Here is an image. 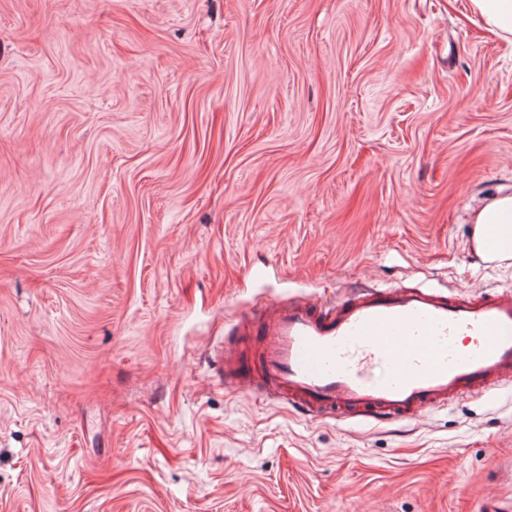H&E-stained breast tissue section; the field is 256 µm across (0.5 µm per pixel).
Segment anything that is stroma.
<instances>
[{
	"instance_id": "35a3bbf8",
	"label": "stroma",
	"mask_w": 512,
	"mask_h": 512,
	"mask_svg": "<svg viewBox=\"0 0 512 512\" xmlns=\"http://www.w3.org/2000/svg\"><path fill=\"white\" fill-rule=\"evenodd\" d=\"M469 0H0V512H495L512 383L312 419L211 356L275 299L512 289V43ZM473 224L476 242H479L490 227L497 230L500 251L493 259L512 258V196H504L488 203L475 215Z\"/></svg>"
}]
</instances>
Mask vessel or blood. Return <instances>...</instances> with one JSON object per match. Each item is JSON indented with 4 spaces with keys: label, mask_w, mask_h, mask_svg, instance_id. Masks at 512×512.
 <instances>
[{
    "label": "vessel or blood",
    "mask_w": 512,
    "mask_h": 512,
    "mask_svg": "<svg viewBox=\"0 0 512 512\" xmlns=\"http://www.w3.org/2000/svg\"><path fill=\"white\" fill-rule=\"evenodd\" d=\"M233 332L258 337L259 350L247 372L225 343V383L314 418L383 423L512 382L511 289L355 288L329 302H271Z\"/></svg>",
    "instance_id": "1"
}]
</instances>
